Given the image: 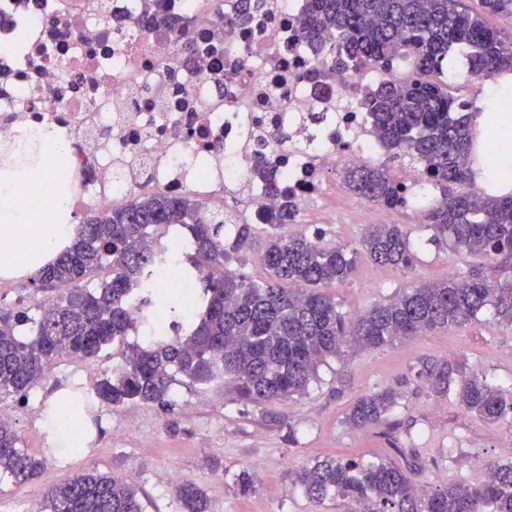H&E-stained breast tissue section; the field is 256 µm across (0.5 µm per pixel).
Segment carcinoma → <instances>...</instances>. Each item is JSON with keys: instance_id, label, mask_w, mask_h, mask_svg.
I'll list each match as a JSON object with an SVG mask.
<instances>
[{"instance_id": "1", "label": "carcinoma", "mask_w": 512, "mask_h": 512, "mask_svg": "<svg viewBox=\"0 0 512 512\" xmlns=\"http://www.w3.org/2000/svg\"><path fill=\"white\" fill-rule=\"evenodd\" d=\"M264 0H237L230 21L249 24L264 11ZM512 14V0H479L470 10L462 0H307L297 20L296 39L311 47L314 76L347 74L364 67L394 71L407 64L410 78H386L359 87L353 101L378 126L386 161L347 166L343 179L358 198L380 208L405 209L413 188L397 176L415 168L437 201L421 207L432 242L453 252L466 250L512 260V192L482 196L473 165V119L483 108L453 94L445 71L462 58L468 80L494 81L512 71V32L493 29L486 17ZM255 176L277 210L266 217V277L253 280L224 267L230 255L251 246L252 225L231 224L227 211L188 193L155 192L92 214L58 257L30 278L36 288H59L53 299L26 308L0 305V393L28 396L49 361L77 357L90 363L138 329L129 305L137 300L146 321L156 326L179 313L182 336H148L126 343L112 376L102 379L90 398L114 408L153 403L173 410L175 375L202 389L224 388L240 401L268 406L301 396L318 369L348 350H378L429 333L479 321L485 310L512 327V279L470 271L437 282L414 284L385 303L348 315L323 291L348 281L358 249L305 233L287 235L297 222L296 201L263 163ZM181 225L191 233L193 252L185 255L186 273L196 280L200 306L181 307L174 295L157 288L172 273L167 257L182 252L164 244L158 229ZM378 266L411 271L415 254L409 232L396 224H375L362 240ZM110 267V279L92 286L95 274ZM435 398L453 397L467 416L498 427L512 416V391L490 384L464 360L425 364L415 373ZM402 393L393 387L359 396L344 415L356 429L384 428L389 437ZM50 407L53 420L64 411L69 422L83 417L84 398ZM44 461L25 448L10 421H0V481L16 484L38 477ZM291 483L312 502L340 496L356 512H512V462L492 464L486 479L472 485L451 481L417 489L391 461L366 464L329 456L296 469ZM242 496L258 490L250 468L233 474ZM179 512H211L204 489L190 480L177 483ZM36 512H144L138 491L116 475L84 472L52 486Z\"/></svg>"}]
</instances>
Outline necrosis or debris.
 I'll return each instance as SVG.
<instances>
[{
  "label": "necrosis or debris",
  "instance_id": "4bbe7bcc",
  "mask_svg": "<svg viewBox=\"0 0 512 512\" xmlns=\"http://www.w3.org/2000/svg\"><path fill=\"white\" fill-rule=\"evenodd\" d=\"M305 0H266L263 17L226 29L209 0H158L165 21L140 28V0H0V154L39 133L63 149L47 166L65 196L54 216L105 213L154 192L242 201L248 223L277 203L254 177V145L296 198L302 224L336 166L376 164L377 129L352 103L379 83L369 67L310 77L295 46ZM212 53L199 68L193 53Z\"/></svg>",
  "mask_w": 512,
  "mask_h": 512
}]
</instances>
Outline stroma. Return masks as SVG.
Returning a JSON list of instances; mask_svg holds the SVG:
<instances>
[{"mask_svg":"<svg viewBox=\"0 0 512 512\" xmlns=\"http://www.w3.org/2000/svg\"><path fill=\"white\" fill-rule=\"evenodd\" d=\"M317 205L326 239L358 247L366 230L363 212L367 202L346 190L318 199ZM378 221L400 224L409 231L416 268L408 274L358 257L352 278L328 289L348 314L390 300L415 278L439 280L474 267L493 274L501 266L497 259L455 254L431 243L414 208L380 210ZM443 358L468 359L489 381L512 389V329L498 325L488 312L463 329L329 360L320 366L306 394L275 403V410L287 421L283 428L268 424L259 406L236 401L231 393L178 383L172 387L173 414L151 404L99 407L97 422L86 425L83 447L71 450L46 436L34 411L73 386L96 385L111 373L116 360L108 357L91 364L78 358L56 359L27 398L0 394V409L12 412L29 452L45 460L38 478L0 485V512H35L48 487L85 470L123 478L138 490L145 512H177L169 480L173 469L206 489L212 512H354L352 503L340 497L321 505L311 503L290 484L288 471L327 455L351 456L367 463L394 457L385 438L343 423L346 410L358 396L383 387L404 394L397 411V436L405 451L417 454L423 463L421 471L410 475L411 484L459 478L481 483L487 464L512 462V446L505 444L508 432L466 417L448 400L428 396L426 387L415 381L414 371L422 363ZM172 417L179 423L174 431L166 426ZM455 444L468 452L458 464L449 462L445 454ZM243 467L255 470L259 478L258 492L248 497L238 495L231 480L232 473Z\"/></svg>","mask_w":512,"mask_h":512,"instance_id":"1","label":"stroma"}]
</instances>
